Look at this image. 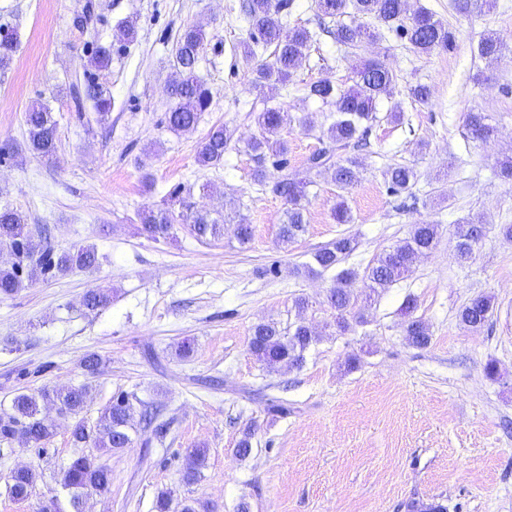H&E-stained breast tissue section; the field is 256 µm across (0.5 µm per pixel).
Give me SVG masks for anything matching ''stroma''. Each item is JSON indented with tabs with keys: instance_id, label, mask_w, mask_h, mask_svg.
<instances>
[{
	"instance_id": "obj_1",
	"label": "stroma",
	"mask_w": 512,
	"mask_h": 512,
	"mask_svg": "<svg viewBox=\"0 0 512 512\" xmlns=\"http://www.w3.org/2000/svg\"><path fill=\"white\" fill-rule=\"evenodd\" d=\"M448 25L454 48L412 52L388 35L350 49L319 31L315 0H293L280 20L316 36L287 89L274 104L313 126L285 128L288 166L265 163L264 184L247 142L263 96L251 85L252 64L241 55L249 39L240 0H0V29L18 35L13 63L0 73V206L14 207L34 227L47 228L63 251L95 246L99 265L40 281L0 299V407L17 392L85 385L84 415L95 422L113 397L129 395L135 412L159 409L163 436L134 423L130 448L98 453L112 471L108 494H90L84 512H157L160 492L195 499L207 512H407L408 502H439L447 512H512V186L495 175L512 156V51L501 61L481 58L484 34L512 36V0L477 10L466 0H419ZM135 21L136 41L119 43V22ZM206 39L197 74L211 104L191 132L166 127L167 87L174 37L185 27ZM112 47L109 69L96 73L112 101L99 119L91 101L70 89L91 70L95 44ZM380 57L397 76L376 105L361 178L342 191L326 175L311 174L307 225L281 244L285 201L271 185L304 174L329 124L327 107L305 99V84L326 78L354 83L361 59ZM422 83L430 101L412 102ZM43 101L58 123L53 160L27 150L24 114ZM399 110L400 121L389 114ZM490 116L505 134L498 142L472 139L468 112ZM232 140L216 167L196 162L214 126ZM413 165L417 181L394 195L383 171ZM190 188L197 208L223 210L241 202L253 237L203 243L182 225L161 241L140 230L137 213ZM345 199L351 223L331 211ZM488 221L468 261L454 254L457 224L475 215ZM420 219L440 226L436 248L403 279L362 308L363 320L339 332L327 295L335 270L305 273L313 254L342 235L359 240L347 266L364 270L408 237ZM111 289V303L86 313L85 292ZM485 294L493 313L481 332L458 322L459 309ZM428 325V347L404 336L406 298ZM306 309H298L299 299ZM305 319L318 339L302 367L271 370L249 350L251 328ZM189 341V357L176 354ZM101 356L97 374L83 368ZM495 363L497 376L485 367ZM55 435L45 451L15 440L0 442V512H39L57 489L55 476L74 454L72 421L46 410ZM250 436L252 451L235 448ZM208 457L198 481L182 474L188 449ZM38 468L42 477L25 501L6 491L13 469Z\"/></svg>"
}]
</instances>
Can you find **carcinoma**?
I'll return each instance as SVG.
<instances>
[{
  "label": "carcinoma",
  "mask_w": 512,
  "mask_h": 512,
  "mask_svg": "<svg viewBox=\"0 0 512 512\" xmlns=\"http://www.w3.org/2000/svg\"><path fill=\"white\" fill-rule=\"evenodd\" d=\"M292 6V0H243L241 11L250 29V42L243 44V57L250 62L256 57V47L275 46L274 63L258 64L252 69L254 88L270 91L285 86L310 47L313 35L306 27L284 28L279 15ZM316 16L323 20L333 18L336 27L330 34L336 43L358 49L365 43L385 38L393 32L405 39L415 52L430 55L452 48L451 32L428 9L419 7L409 12L407 0H316ZM17 45V34H0V71L9 68ZM204 49L201 30L188 27L175 44L174 75L169 83L171 108L166 115L170 132L180 135L192 131L201 113L209 104V91L196 75L200 53ZM507 50L504 40L496 34L484 36L478 47L480 56L497 60ZM112 63V46L98 45L91 57V64L98 70H106ZM396 76L394 72L375 59L364 61L356 71L354 86L345 89L328 79H321L303 88L304 97L317 99L325 106L335 105L336 112L326 129L322 147L307 158V170L327 174L341 189L353 187L359 180L361 159L356 151L367 146L372 123L376 120L375 106L379 98L390 94ZM84 98L93 102L99 115L104 117L111 109V99L105 97L101 87L87 79L83 88ZM258 134L247 142L249 151L258 162L254 180L263 183V164L274 158L273 164L281 169L288 167V146L279 138L285 127L296 121L309 125L307 118L295 119L290 113L275 107H264L255 113ZM27 126V147L37 158L48 160L58 148L57 123L48 107L40 102L30 105L24 114ZM470 134L487 141L496 132V126L483 112H471L466 117ZM231 140L226 128L217 126L210 130L198 150V162L203 166H216L224 160V153ZM345 155L333 159L335 152ZM388 189L393 194L408 191L415 184V169L405 164H391L384 172ZM310 182L285 178L274 184L272 192L285 199L287 208L280 224L281 243L293 242L304 231L308 204L307 187ZM178 208H148L138 213L141 231L148 238L165 240L176 224H185L198 239L219 240L227 230L226 216L213 217L194 209L191 193L174 192ZM233 235L239 244L252 239V225L244 215L236 214ZM485 232L484 219L479 217L456 225L457 256L461 260L471 257L473 247ZM440 225L417 221L412 225L409 237L364 270L369 288L377 292L391 287L410 272L417 259L433 250L439 239ZM359 241L351 235H343L326 244L313 254L314 265L307 266L311 273L328 270L345 262L354 254ZM7 249L13 260L0 265V298H8L21 288L40 280L65 276L75 269L90 270L99 265L97 251L90 245L57 251L49 243L35 236L22 212L0 207V249ZM359 277L357 270L344 268L336 276V285L330 289L328 303L336 312V326L341 332L351 328V322H361L356 314L359 294L353 284ZM112 299L110 289L91 288L83 296V307L91 312L107 306ZM493 303L487 295L471 298L458 311L460 324L471 332L481 331L489 322ZM407 316L404 334L408 343L415 347L430 344L431 334L421 319L412 316L414 303L406 298L403 306ZM317 340L310 328L298 321L286 328L275 322H261L253 326L249 349L263 365L275 369L281 365L300 366L304 353ZM88 401L86 386L61 389H40L36 392H20L13 398L9 409L0 412V442L21 439L45 447L54 436V428L41 417V406L50 405L63 417L73 419L71 438L74 445L83 448L88 444L103 451H119L133 443L130 435L133 405L126 395L115 397L105 406L93 424L81 417ZM208 449L190 451L183 480L191 484L197 480L204 466ZM40 473L33 467L16 469L10 473L8 492L17 500L29 497ZM56 482L65 495L51 496L40 512H82L83 497L90 493H107L112 484L111 470L88 454H77L60 469ZM158 512H196L193 504L184 500L173 503L167 492L157 500Z\"/></svg>",
  "instance_id": "cac0c4a2"
}]
</instances>
